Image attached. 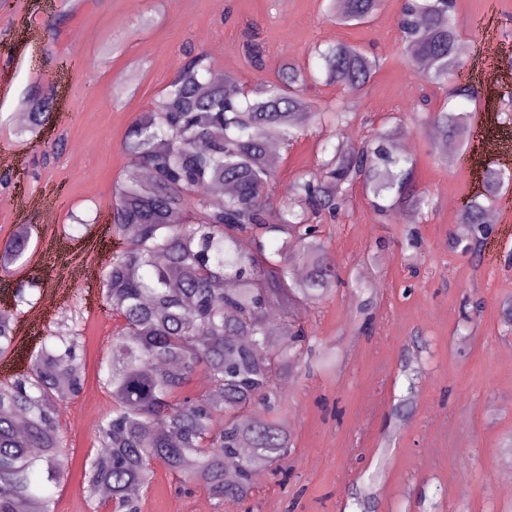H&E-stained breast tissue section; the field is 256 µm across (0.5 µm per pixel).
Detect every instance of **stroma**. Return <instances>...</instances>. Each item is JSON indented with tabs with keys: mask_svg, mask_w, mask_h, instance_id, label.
<instances>
[{
	"mask_svg": "<svg viewBox=\"0 0 512 512\" xmlns=\"http://www.w3.org/2000/svg\"><path fill=\"white\" fill-rule=\"evenodd\" d=\"M404 0H386L367 24L339 26L323 14L322 0H0V245L17 225L31 227L26 263L0 268V307L11 305L20 282L67 286L63 305L49 313L25 309L12 351L0 358V382L27 369L28 356L59 325L81 319L86 337L82 392L62 404L66 471L56 512H91L85 499L84 463L97 447L95 425L111 400L100 389L97 368L118 320L99 288L67 284L60 263L43 262L45 241L60 239L73 259L104 248L120 259L125 244L109 233L116 182L129 164L124 147L129 125L184 63V47L205 51L214 70L241 81L275 78L284 59L308 65L309 48L346 42L375 54L381 66L360 96L339 85L317 84L308 94L323 102L350 100L354 118L341 141L354 146L384 127L411 140L415 180L434 207L427 219L406 221L403 212L384 220L361 186L322 236L341 283L316 309L296 308L317 347L336 349L335 371L301 374L284 389L280 415L294 442L291 474L266 472L246 503L216 509L200 488L178 492V481L155 466L142 512H356L354 494L371 488L376 512H512L501 488L512 471V333L502 307L512 299V227L497 223L482 247H451L462 203L477 195L485 166L512 160V122L502 116L512 92V0H456L459 40L469 45L463 77L481 67L503 71L504 82L482 89L497 111L494 122L476 110L473 133L488 152L467 150L461 162L441 154L416 112L419 96L440 106L445 92L423 80L402 47L397 17ZM492 14L499 50L475 56L482 33L474 22ZM155 17L152 27L139 24ZM256 30L265 67L256 72L242 50ZM35 91L53 95L52 118L40 140L16 136L13 117ZM325 128H314L281 151L277 185L269 198L279 207L289 182L315 169ZM377 298L371 334L353 333L350 319L361 288ZM483 309L464 327L466 300ZM411 364L421 378L407 395L400 374Z\"/></svg>",
	"mask_w": 512,
	"mask_h": 512,
	"instance_id": "obj_1",
	"label": "stroma"
}]
</instances>
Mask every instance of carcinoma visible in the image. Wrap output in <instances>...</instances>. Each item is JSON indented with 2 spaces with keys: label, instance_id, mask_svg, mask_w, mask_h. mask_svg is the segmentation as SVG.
Returning a JSON list of instances; mask_svg holds the SVG:
<instances>
[{
  "label": "carcinoma",
  "instance_id": "1",
  "mask_svg": "<svg viewBox=\"0 0 512 512\" xmlns=\"http://www.w3.org/2000/svg\"><path fill=\"white\" fill-rule=\"evenodd\" d=\"M383 0H326L328 20L343 26L369 22ZM397 25L406 55L428 62L426 82L448 87L451 98L472 101L479 90L458 81L464 68L457 45L458 19L448 0H410ZM244 51L262 70V45ZM317 69L283 64L277 80L260 79L248 93L226 75L210 79L205 52L185 49L178 74L129 127L130 164L113 190L112 222L126 240L122 257L103 273V301L120 318L97 381L111 399L95 434L100 450L85 460L89 503L113 512H140L129 494L148 490L153 465L203 488L215 505L243 501L256 491V466L284 464L293 448L278 421L283 383L310 366L312 337L292 310L314 308L336 288V262L310 217L333 218L348 204L345 185L359 182L374 209L390 214L430 207L413 183L414 159L391 150V132L380 130L359 149L337 142L321 147L315 171L298 174L279 208L268 205L281 158L272 142L289 145L312 123L349 125L346 103L322 106L305 96L312 83L340 84L350 95L365 89L379 59L346 42L311 50ZM51 101L34 98L15 117L16 134L35 139L50 118ZM473 112L445 106L425 109L424 125L443 147L468 145ZM508 178L492 165L483 172L484 196H497ZM233 191L217 204L197 195L209 185ZM485 207L467 201L456 243L485 238ZM247 236L251 251L240 249ZM29 227L0 248V266L23 260ZM33 278L13 306L0 310V355L15 343V320L34 305ZM285 317L272 333L270 305ZM79 323L65 324L32 352L29 370L0 384V512H56L63 477L61 405L86 379ZM207 386L189 385L198 373ZM109 489L106 499L98 491Z\"/></svg>",
  "mask_w": 512,
  "mask_h": 512
}]
</instances>
